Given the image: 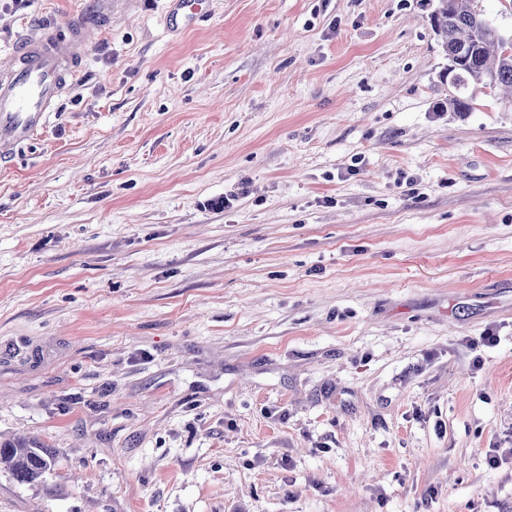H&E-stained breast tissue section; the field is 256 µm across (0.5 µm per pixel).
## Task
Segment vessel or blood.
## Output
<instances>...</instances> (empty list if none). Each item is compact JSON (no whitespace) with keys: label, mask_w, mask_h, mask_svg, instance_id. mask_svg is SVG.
<instances>
[{"label":"vessel or blood","mask_w":512,"mask_h":512,"mask_svg":"<svg viewBox=\"0 0 512 512\" xmlns=\"http://www.w3.org/2000/svg\"><path fill=\"white\" fill-rule=\"evenodd\" d=\"M112 0H95L89 14L68 21L31 25L0 68V163L32 141L49 112L67 92L89 45L108 16Z\"/></svg>","instance_id":"1"}]
</instances>
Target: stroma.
<instances>
[{
	"label": "stroma",
	"mask_w": 512,
	"mask_h": 512,
	"mask_svg": "<svg viewBox=\"0 0 512 512\" xmlns=\"http://www.w3.org/2000/svg\"><path fill=\"white\" fill-rule=\"evenodd\" d=\"M91 2L0 0V67ZM428 13L112 0L0 166V438L58 458L0 512H512V103L434 111Z\"/></svg>",
	"instance_id": "35a3bbf8"
}]
</instances>
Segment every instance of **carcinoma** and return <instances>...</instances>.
I'll use <instances>...</instances> for the list:
<instances>
[{
  "mask_svg": "<svg viewBox=\"0 0 512 512\" xmlns=\"http://www.w3.org/2000/svg\"><path fill=\"white\" fill-rule=\"evenodd\" d=\"M430 26L447 59L440 82L450 87L435 105L437 112H470L474 90L512 93V42L493 34L495 24L478 10L476 0H433ZM56 458L33 441L0 442V469L22 483H35L53 470Z\"/></svg>",
  "mask_w": 512,
  "mask_h": 512,
  "instance_id": "obj_1",
  "label": "carcinoma"
}]
</instances>
